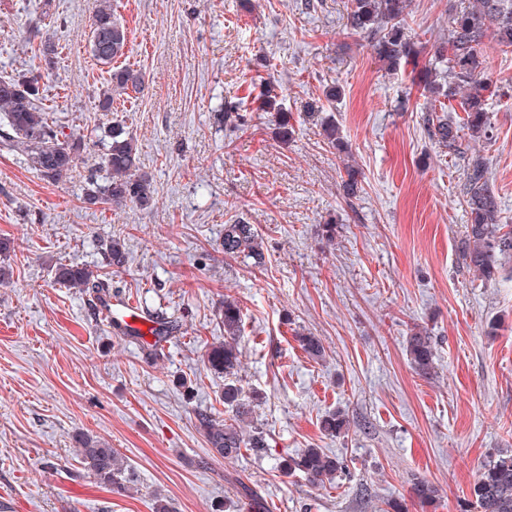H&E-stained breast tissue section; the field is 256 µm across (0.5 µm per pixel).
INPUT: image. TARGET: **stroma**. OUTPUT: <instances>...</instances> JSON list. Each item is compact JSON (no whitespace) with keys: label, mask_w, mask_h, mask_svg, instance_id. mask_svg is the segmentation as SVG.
I'll return each mask as SVG.
<instances>
[{"label":"stroma","mask_w":512,"mask_h":512,"mask_svg":"<svg viewBox=\"0 0 512 512\" xmlns=\"http://www.w3.org/2000/svg\"><path fill=\"white\" fill-rule=\"evenodd\" d=\"M304 2L114 0L124 60L145 82L102 112L96 0H0V77H38L46 111L91 139L56 182L0 146V238L13 243L0 253V512H156L160 501L172 512H380L389 500L422 512L418 479L438 489L437 512H460L484 461L512 449V281L482 283L463 263L467 160L428 139L426 97L348 34L343 0ZM457 4L412 0L421 40L446 39ZM42 31L57 46L49 62ZM254 80L274 87L276 109L257 110ZM233 106L242 121L220 123ZM490 110L494 136L479 150L512 224V96ZM328 115L347 152L325 144ZM114 122L153 179L150 208L83 202ZM348 159L363 175L352 200L339 188ZM238 221L255 225L263 268L225 256L224 227ZM332 222L330 242L321 227ZM113 239L124 267L106 261ZM71 262L177 324L161 355L153 337L109 327L88 292L55 285ZM228 296L244 318L240 384L268 443L233 461L197 419L225 411L224 377L203 357L224 340ZM418 325L435 343L426 376L404 349ZM302 333L322 341L323 359L303 352ZM333 411L346 435L321 431ZM79 432L117 450L134 474L126 490L79 464ZM311 447L343 457L348 475L318 487L279 473L281 455Z\"/></svg>","instance_id":"stroma-1"}]
</instances>
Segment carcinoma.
I'll return each mask as SVG.
<instances>
[{
  "label": "carcinoma",
  "mask_w": 512,
  "mask_h": 512,
  "mask_svg": "<svg viewBox=\"0 0 512 512\" xmlns=\"http://www.w3.org/2000/svg\"><path fill=\"white\" fill-rule=\"evenodd\" d=\"M409 3L410 0H347L349 34L365 38L390 71L420 69L418 89L430 96L423 118L428 138L444 152L468 156L462 184L470 214L464 264L482 281L492 283L497 281L503 261L512 259V224L501 223V209L485 159L478 154L470 156L468 151L470 144L493 137L487 98L498 94L500 86L486 73L481 45L490 36L499 46L512 48V0H472L455 9L448 21V38L435 46L423 64L420 56L424 46L413 32ZM89 44L93 58L108 68L109 82L99 94L98 108L110 112L115 98L130 90L135 92L144 84L142 71L129 65H114L124 54L127 32L115 17L112 0H97ZM39 100L37 80L25 74L0 78V144L26 153L42 178L56 182L77 167L87 146L84 136L65 132L64 126L38 105ZM103 144L105 151L96 170L106 172L104 183L90 175L85 203L149 207L155 190L149 175L140 171L135 139L123 125L114 123L104 130ZM360 176L359 169L343 167L340 187L345 197L357 196ZM224 254L242 257L257 268L265 265L262 241L252 224L224 225ZM108 257L112 265H124L125 244L119 239L112 240ZM54 280L64 288L96 293L110 288L107 279L77 263L57 266ZM222 318L224 343L211 348L206 361L209 369L224 375V404L231 408V415L220 418L201 413L199 426L218 455L234 460L244 448H264L265 440L260 433L248 434L243 429V424L253 417L254 402L237 385L241 366L238 338L243 319L235 300L224 298ZM298 341L309 357L323 356L324 347L318 337L301 334ZM406 354L417 373H430L435 347L427 329H418L406 338ZM320 428L334 437L344 432L346 420L336 412L328 413L321 417ZM77 444L76 457L84 469L105 485L118 490L125 488L126 468L115 449L89 434L78 436ZM279 468L286 476L301 475L312 483L322 484L345 472L347 465L335 454L305 448L294 456L281 457ZM412 493L424 506L436 503L437 490L427 481L414 482ZM472 496L480 512H512V453L499 451L484 462Z\"/></svg>",
  "instance_id": "cac0c4a2"
}]
</instances>
